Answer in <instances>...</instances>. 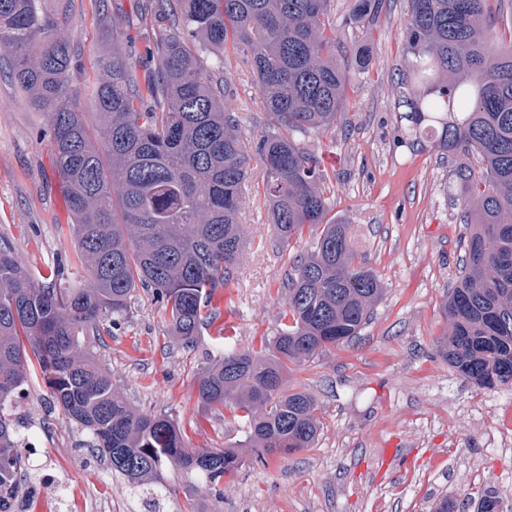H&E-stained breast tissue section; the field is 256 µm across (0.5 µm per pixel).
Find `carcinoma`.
Returning <instances> with one entry per match:
<instances>
[{"instance_id": "1", "label": "carcinoma", "mask_w": 512, "mask_h": 512, "mask_svg": "<svg viewBox=\"0 0 512 512\" xmlns=\"http://www.w3.org/2000/svg\"><path fill=\"white\" fill-rule=\"evenodd\" d=\"M0 0V50L13 77L47 114L53 161L73 223L81 281L41 282L0 243V512H15L26 471L16 422L5 409L40 375L56 403L128 486L154 502L172 495L165 472L186 478L179 512H205L202 493L224 503V480L243 466L240 448H194L169 416L131 406L88 349L101 321L127 313L135 289L162 303L175 342L194 344L208 306L240 268L239 222L250 157L232 109L228 49L250 47L262 102L274 126L255 144L276 241L322 227L288 273L281 327L253 352L226 353L199 376L207 410L232 407L241 448L265 462L314 446V399L285 387L288 368L359 335L383 283L359 264L347 225L329 216L324 173L297 134L325 132L342 116L346 76L336 62L332 0H143L136 16L157 29L144 80L123 56L97 62L85 94L99 127L90 134L71 89L63 35L69 3ZM487 0H408L409 54L399 102L407 118L435 122L442 153L474 154L455 168L467 248L443 311L449 332L436 351L469 382L512 385V47L493 49ZM427 88V99L418 88ZM476 512H499L486 491Z\"/></svg>"}]
</instances>
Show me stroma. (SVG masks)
I'll return each instance as SVG.
<instances>
[{"instance_id":"obj_1","label":"stroma","mask_w":512,"mask_h":512,"mask_svg":"<svg viewBox=\"0 0 512 512\" xmlns=\"http://www.w3.org/2000/svg\"><path fill=\"white\" fill-rule=\"evenodd\" d=\"M357 0H333L336 57L346 74L343 115L326 132L302 139L327 174L326 195L349 226L356 259L373 269L385 292L355 340L290 369L289 387L317 402L321 430L313 448L257 463L247 456L224 487V512H433L434 499L496 491L512 512V386L483 389L438 356L449 323L442 304L461 275L467 230L460 222L454 165L430 132L414 133L399 106L407 64V0H376L373 16L352 18ZM137 0H73L65 37L77 69L74 85L95 78L98 56L119 49L137 78L151 64V23L131 24ZM242 136L256 141L271 120L256 92L247 45L231 52ZM0 54V241L37 274L74 273L72 221L55 169L45 113L34 110ZM251 241L241 274L217 290L213 321L194 347L173 345L165 310L144 291L126 315L104 320L93 352L135 408L164 413L196 448L240 437L228 408L203 409L197 378L224 352L257 349L273 338L297 255L316 237L274 245L268 206L251 189L240 217ZM41 429L43 446L30 471L51 462L58 478L37 485V512H145L99 454L80 445L83 432L54 407L44 382L32 379L18 401Z\"/></svg>"}]
</instances>
